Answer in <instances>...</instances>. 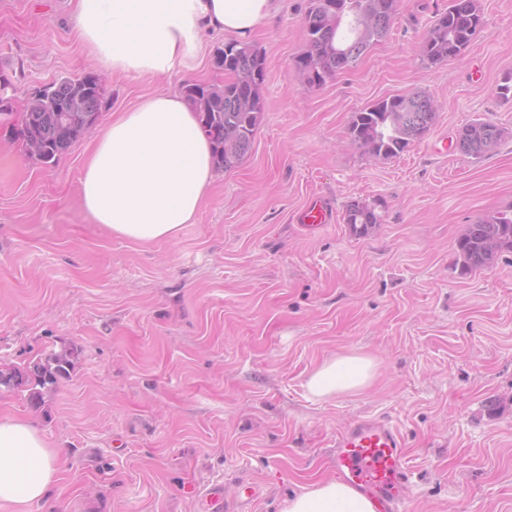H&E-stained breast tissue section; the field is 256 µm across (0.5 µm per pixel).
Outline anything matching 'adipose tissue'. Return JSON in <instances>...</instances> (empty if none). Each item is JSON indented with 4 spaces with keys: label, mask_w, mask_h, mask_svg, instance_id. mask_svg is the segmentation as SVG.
<instances>
[{
    "label": "adipose tissue",
    "mask_w": 512,
    "mask_h": 512,
    "mask_svg": "<svg viewBox=\"0 0 512 512\" xmlns=\"http://www.w3.org/2000/svg\"><path fill=\"white\" fill-rule=\"evenodd\" d=\"M278 0H75L74 30L104 69L168 77L197 67L202 38L221 32L246 40L268 23ZM215 179L211 144L178 92L144 97L113 114L93 140L80 178L82 206L94 223L134 242L176 238L193 223ZM376 362L349 352L309 376L318 399L371 386ZM58 480L56 454L31 420L0 417V506L32 512ZM281 512H376L372 500L344 482L301 486Z\"/></svg>",
    "instance_id": "adipose-tissue-1"
}]
</instances>
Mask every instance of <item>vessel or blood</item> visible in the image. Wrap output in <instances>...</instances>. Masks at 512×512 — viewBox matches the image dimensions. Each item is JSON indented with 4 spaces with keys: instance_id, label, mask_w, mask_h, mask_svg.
<instances>
[{
    "instance_id": "b4317fda",
    "label": "vessel or blood",
    "mask_w": 512,
    "mask_h": 512,
    "mask_svg": "<svg viewBox=\"0 0 512 512\" xmlns=\"http://www.w3.org/2000/svg\"><path fill=\"white\" fill-rule=\"evenodd\" d=\"M331 463L337 476L374 501L379 512H401L408 467L396 427L380 420L357 422L337 436Z\"/></svg>"
}]
</instances>
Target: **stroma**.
Wrapping results in <instances>:
<instances>
[{
  "label": "stroma",
  "instance_id": "35a3bbf8",
  "mask_svg": "<svg viewBox=\"0 0 512 512\" xmlns=\"http://www.w3.org/2000/svg\"><path fill=\"white\" fill-rule=\"evenodd\" d=\"M484 29L428 63L423 38L448 0H399L388 37L357 66L308 87L309 0H281L250 38L266 63L265 110L236 167L220 171L194 223L137 243L92 223L80 195L91 141L56 164L28 158L13 125L29 92L98 72V121L173 75L99 70L75 39L70 0H0V371L70 351L69 377L27 393L0 385V415L28 417L59 448L53 512H279L359 419L400 432L409 512H512V253L465 271L459 237L512 210V0H479ZM416 90L431 130L397 157L352 145L355 112ZM505 131L489 154L456 147L465 123ZM383 200L350 234L346 204ZM323 202L330 223L300 212ZM372 356L373 386L312 397L305 381L343 352ZM257 486L247 498L243 483Z\"/></svg>",
  "mask_w": 512,
  "mask_h": 512
}]
</instances>
